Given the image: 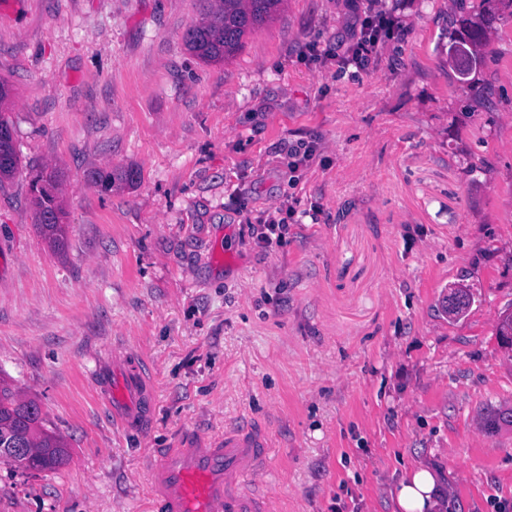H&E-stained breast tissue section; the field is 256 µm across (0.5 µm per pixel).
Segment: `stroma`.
Wrapping results in <instances>:
<instances>
[{
    "instance_id": "1",
    "label": "stroma",
    "mask_w": 512,
    "mask_h": 512,
    "mask_svg": "<svg viewBox=\"0 0 512 512\" xmlns=\"http://www.w3.org/2000/svg\"><path fill=\"white\" fill-rule=\"evenodd\" d=\"M474 2L286 0L206 64L183 41L205 0H0L21 157L0 187V379L69 447L53 471L0 464V512H158L157 451L243 424L269 433L268 512H401L419 465L435 512L512 504V427L482 424L512 407V14L465 96L448 21ZM378 10L398 28L357 64ZM127 167L135 185L87 178ZM39 168L62 179L59 251ZM130 357L152 391L138 428L112 404ZM59 186L58 175L53 171H36L30 180L35 224L54 250L62 249L66 237V224H63L65 213L59 200ZM294 212V207L288 203V205L280 207L274 213L268 214L257 229L258 242L266 247L271 246L273 243L272 235H275V244L280 243L284 237V232L287 230L288 224L285 222L287 218L292 217Z\"/></svg>"
}]
</instances>
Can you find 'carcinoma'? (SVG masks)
<instances>
[{
  "label": "carcinoma",
  "instance_id": "obj_1",
  "mask_svg": "<svg viewBox=\"0 0 512 512\" xmlns=\"http://www.w3.org/2000/svg\"><path fill=\"white\" fill-rule=\"evenodd\" d=\"M284 0H214L212 8L201 22L189 28L184 40L188 50L204 63L225 62L234 57L244 46V40L254 29L273 21ZM511 8L512 0H480L478 11L456 20L448 29V57L456 65L454 55L466 50L472 66L480 64L486 45V34L491 20L500 8ZM11 96L9 84L0 80V155L10 158V164L0 167V183L11 178L19 165V155L13 139L8 117L3 113ZM95 181L108 184L133 185L140 179L134 169L116 173L95 172ZM60 181L55 172L40 170L30 180L35 224L48 245L60 250L64 246L66 225L59 200ZM467 306V293L455 287L448 299V314L456 316ZM491 431L512 426V408L500 409L487 417ZM28 433L26 447L32 449L28 456L0 452V463L12 470L42 472L63 465L68 457V446L63 437L43 428L42 412L33 400H23L5 382L0 381V445L7 446L18 435Z\"/></svg>",
  "mask_w": 512,
  "mask_h": 512
}]
</instances>
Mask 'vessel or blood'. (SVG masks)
<instances>
[{"label": "vessel or blood", "mask_w": 512, "mask_h": 512, "mask_svg": "<svg viewBox=\"0 0 512 512\" xmlns=\"http://www.w3.org/2000/svg\"><path fill=\"white\" fill-rule=\"evenodd\" d=\"M140 369L126 373L118 400L123 423L146 417ZM268 435L257 427L225 430L223 438H191L152 467L151 497L162 512H265Z\"/></svg>", "instance_id": "b4317fda"}]
</instances>
